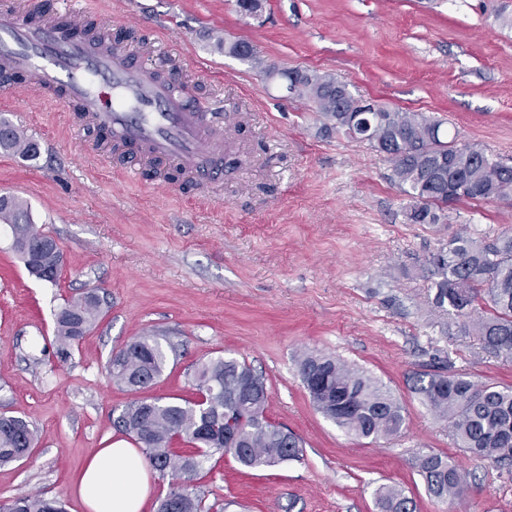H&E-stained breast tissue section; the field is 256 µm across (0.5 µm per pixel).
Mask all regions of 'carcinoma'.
<instances>
[{
  "mask_svg": "<svg viewBox=\"0 0 512 512\" xmlns=\"http://www.w3.org/2000/svg\"><path fill=\"white\" fill-rule=\"evenodd\" d=\"M224 54L247 62L269 76L290 80L291 92L305 99L325 120L328 132L370 146L392 166V180L409 199L407 218L413 224H450L452 206L463 199L490 203L512 199V166L484 149L449 135L443 123L420 113L381 107L374 116L371 139H364L352 119L363 97L348 84L315 71L280 70L267 65L248 42L218 41ZM0 150L34 157L38 144L5 118H0ZM0 219L11 230L13 249L27 270L33 263L18 239L38 244L52 237L35 228L25 204L13 196L0 198ZM441 309L464 318L462 328L480 337L486 352L512 357V229L494 236L463 228L428 259ZM102 299L94 290L66 302L55 314L57 357L65 362L71 349L99 320ZM167 364V352L154 336H144L110 361L112 379L132 389L154 384ZM300 376L319 412L359 438L378 440L402 429L403 406L381 381L342 361L305 353L298 359ZM193 386L205 396L200 403L161 398L135 400L113 420L115 431L132 438L153 470L169 478V491L157 512H223L193 488L203 463L215 454L231 455L247 469L275 467L301 456L294 434H283L266 420L270 393L263 379L246 363L217 356L200 364ZM413 389L438 417L448 421L457 447L480 459L512 466V385L476 382L461 372L420 373ZM238 442L228 447L224 433ZM184 445L172 450L174 441ZM33 425L23 417L0 414V465L18 462L37 447ZM417 468L427 491L442 501L462 498L467 477L448 457L421 454ZM381 512H415L401 491L378 490ZM0 512H64L56 499L24 494L0 503Z\"/></svg>",
  "mask_w": 512,
  "mask_h": 512,
  "instance_id": "obj_1",
  "label": "carcinoma"
}]
</instances>
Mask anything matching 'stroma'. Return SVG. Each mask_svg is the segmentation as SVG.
Returning <instances> with one entry per match:
<instances>
[{"mask_svg":"<svg viewBox=\"0 0 512 512\" xmlns=\"http://www.w3.org/2000/svg\"><path fill=\"white\" fill-rule=\"evenodd\" d=\"M129 33L135 57L178 79L224 115L230 163L220 184L145 178L52 94L24 92L0 116L37 141L27 161L0 153V193L24 200L62 254L50 284L32 276L0 221V414L38 430L26 459L0 466V501L37 491L85 512L77 481L111 446L131 401L193 397L200 362L221 355L261 374L267 419L300 441V460L252 471L212 456L194 479L224 512H380L379 486L415 512H512V468L464 454L446 420L412 389L418 373L465 372L512 384V359L486 353L462 320L433 303L426 259L453 232L413 224L383 154L324 135L306 101L224 55L244 40L280 68L329 74L353 93L442 121L459 140L512 164V0H67ZM461 223L512 228V200H461ZM97 290L103 314L68 361L54 313ZM173 344L154 385L115 382L113 354L142 336ZM306 353L334 356L387 385L405 423L360 439L312 405L298 374ZM433 451L468 473L463 499L429 495L416 467Z\"/></svg>","mask_w":512,"mask_h":512,"instance_id":"stroma-1","label":"stroma"}]
</instances>
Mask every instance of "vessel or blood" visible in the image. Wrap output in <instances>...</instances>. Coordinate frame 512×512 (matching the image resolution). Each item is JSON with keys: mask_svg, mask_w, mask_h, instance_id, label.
<instances>
[{"mask_svg": "<svg viewBox=\"0 0 512 512\" xmlns=\"http://www.w3.org/2000/svg\"><path fill=\"white\" fill-rule=\"evenodd\" d=\"M46 0L36 10H17L0 0V70L21 72L27 85L0 86L10 99L23 87L56 92L59 101L105 128L114 144L138 147L212 182L224 179L218 160L224 153V129L191 99L179 79L162 77L133 61L120 45L87 34L84 12L48 20ZM104 25V18H96Z\"/></svg>", "mask_w": 512, "mask_h": 512, "instance_id": "vessel-or-blood-1", "label": "vessel or blood"}]
</instances>
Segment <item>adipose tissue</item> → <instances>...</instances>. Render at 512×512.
Here are the masks:
<instances>
[{
  "label": "adipose tissue",
  "mask_w": 512,
  "mask_h": 512,
  "mask_svg": "<svg viewBox=\"0 0 512 512\" xmlns=\"http://www.w3.org/2000/svg\"><path fill=\"white\" fill-rule=\"evenodd\" d=\"M78 493L87 512H144L150 472L137 449L116 441L88 459Z\"/></svg>",
  "instance_id": "ef3b65f1"
}]
</instances>
